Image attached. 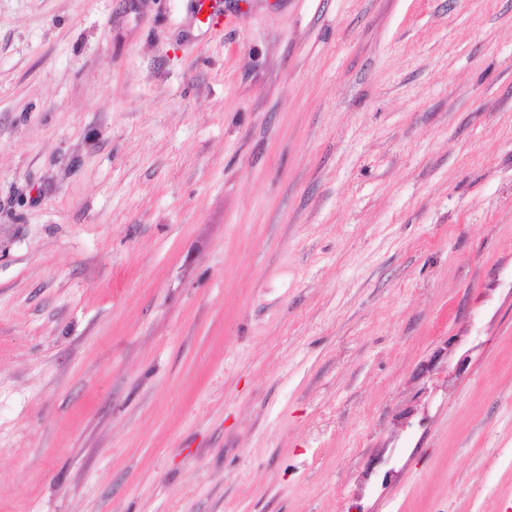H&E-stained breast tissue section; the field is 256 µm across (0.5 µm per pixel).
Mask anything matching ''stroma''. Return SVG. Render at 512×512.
<instances>
[{
  "label": "stroma",
  "mask_w": 512,
  "mask_h": 512,
  "mask_svg": "<svg viewBox=\"0 0 512 512\" xmlns=\"http://www.w3.org/2000/svg\"><path fill=\"white\" fill-rule=\"evenodd\" d=\"M0 0V512H512V0Z\"/></svg>",
  "instance_id": "stroma-1"
}]
</instances>
